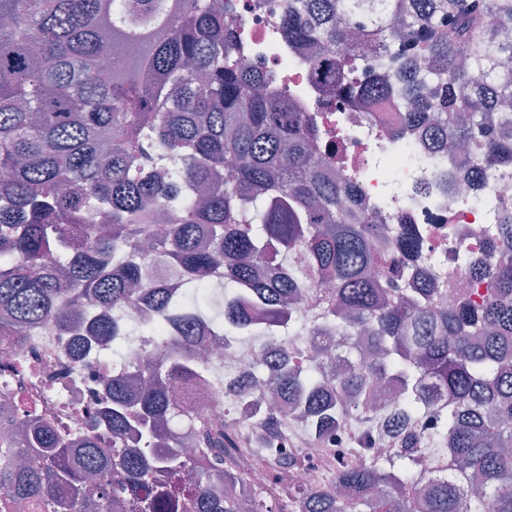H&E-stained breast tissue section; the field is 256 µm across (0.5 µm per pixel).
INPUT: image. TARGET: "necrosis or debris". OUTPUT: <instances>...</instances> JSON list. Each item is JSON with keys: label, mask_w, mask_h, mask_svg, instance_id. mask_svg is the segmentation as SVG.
<instances>
[{"label": "necrosis or debris", "mask_w": 512, "mask_h": 512, "mask_svg": "<svg viewBox=\"0 0 512 512\" xmlns=\"http://www.w3.org/2000/svg\"><path fill=\"white\" fill-rule=\"evenodd\" d=\"M225 4L228 17L248 35L247 66L293 72L288 93L299 109L330 113L332 132L324 141L337 147L344 174L358 185L366 215L378 216L392 227L414 225L435 275L446 273L455 252L477 246L486 229L512 210V167L499 169L485 182L469 183L467 158L435 149L428 133L420 130L402 139L389 136L399 120L394 109L360 106L343 95L321 96L310 79L309 50H294L277 36L286 0H225ZM78 345V337L40 324L14 337L8 348H0V421L8 415L24 416V400H33L43 419L70 447L83 448L112 368L79 357ZM259 355V347L230 343L218 359L219 380L183 393V400L209 418L223 419L225 382L241 379ZM357 437L356 431L343 426L314 444L285 434L275 448H245L241 455L254 485L266 486L278 479L311 487L337 468L359 465L367 454L392 451L386 435H373L367 452L360 449ZM275 452L300 457L299 467L273 475L266 462Z\"/></svg>", "instance_id": "necrosis-or-debris-1"}]
</instances>
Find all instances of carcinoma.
<instances>
[{
  "mask_svg": "<svg viewBox=\"0 0 512 512\" xmlns=\"http://www.w3.org/2000/svg\"><path fill=\"white\" fill-rule=\"evenodd\" d=\"M511 19L512 0H288L282 37L328 51L327 93L399 110L395 138L425 125L466 143L485 180L512 164ZM235 42L224 0H0V344L19 325L74 331L94 302L112 315L78 354L106 348L115 368L140 336L168 348L112 373L110 454L1 425L30 461L0 473V512H78L88 478L112 512H512V212L437 285L411 229L386 245L356 185L327 175L318 116ZM199 334L261 342L262 385L310 438L393 422L394 452L328 485L254 486L233 449L272 440L277 410L251 382L224 386L243 412L222 422L173 397L211 378ZM319 335L345 354L313 359L302 339Z\"/></svg>",
  "mask_w": 512,
  "mask_h": 512,
  "instance_id": "carcinoma-1",
  "label": "carcinoma"
}]
</instances>
